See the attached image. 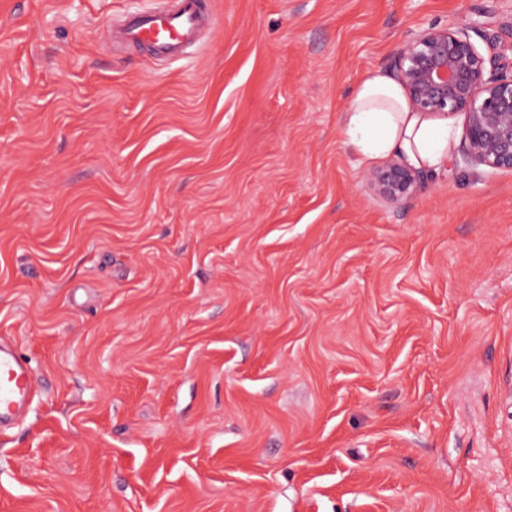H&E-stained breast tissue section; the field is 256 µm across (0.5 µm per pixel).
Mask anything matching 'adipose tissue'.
<instances>
[{"instance_id":"adipose-tissue-1","label":"adipose tissue","mask_w":512,"mask_h":512,"mask_svg":"<svg viewBox=\"0 0 512 512\" xmlns=\"http://www.w3.org/2000/svg\"><path fill=\"white\" fill-rule=\"evenodd\" d=\"M344 134L363 163L395 154L409 167L434 173L456 142L447 121L411 111L402 85L378 69L358 84L344 116Z\"/></svg>"}]
</instances>
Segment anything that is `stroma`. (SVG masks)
Listing matches in <instances>:
<instances>
[{
    "label": "stroma",
    "instance_id": "35a3bbf8",
    "mask_svg": "<svg viewBox=\"0 0 512 512\" xmlns=\"http://www.w3.org/2000/svg\"><path fill=\"white\" fill-rule=\"evenodd\" d=\"M0 0V339L38 394L0 512H512V171L392 204L343 115L430 27L512 0ZM213 22L210 0H169L162 10L125 17L114 27L113 41L145 47L153 61L173 60L200 47Z\"/></svg>",
    "mask_w": 512,
    "mask_h": 512
}]
</instances>
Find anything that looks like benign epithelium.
<instances>
[{
  "label": "benign epithelium",
  "instance_id": "obj_1",
  "mask_svg": "<svg viewBox=\"0 0 512 512\" xmlns=\"http://www.w3.org/2000/svg\"><path fill=\"white\" fill-rule=\"evenodd\" d=\"M473 32L479 27L428 28L396 52L394 67L412 110L464 115L465 164L512 171V74L505 53L492 45L484 55L471 40ZM421 184L420 172L397 160L368 179L369 190L393 203Z\"/></svg>",
  "mask_w": 512,
  "mask_h": 512
}]
</instances>
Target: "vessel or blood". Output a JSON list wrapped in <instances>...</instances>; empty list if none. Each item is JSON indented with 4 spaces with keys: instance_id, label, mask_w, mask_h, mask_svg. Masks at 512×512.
<instances>
[{
    "instance_id": "obj_1",
    "label": "vessel or blood",
    "mask_w": 512,
    "mask_h": 512,
    "mask_svg": "<svg viewBox=\"0 0 512 512\" xmlns=\"http://www.w3.org/2000/svg\"><path fill=\"white\" fill-rule=\"evenodd\" d=\"M213 22L210 0H169L164 9L125 17L113 38L147 48L152 60H173L200 46L203 30ZM35 395L28 360L0 348V427L11 426Z\"/></svg>"
}]
</instances>
